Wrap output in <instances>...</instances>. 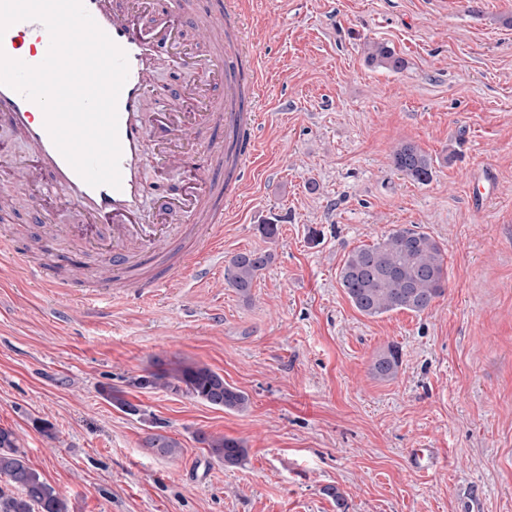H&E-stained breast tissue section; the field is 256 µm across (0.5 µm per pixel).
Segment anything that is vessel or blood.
Instances as JSON below:
<instances>
[{
	"label": "vessel or blood",
	"mask_w": 512,
	"mask_h": 512,
	"mask_svg": "<svg viewBox=\"0 0 512 512\" xmlns=\"http://www.w3.org/2000/svg\"><path fill=\"white\" fill-rule=\"evenodd\" d=\"M114 0H83L97 25L128 59V78L117 101L121 145V186L88 185L57 150L45 127L41 107L12 88L0 84V127L20 134L29 161L16 172L38 189L35 203L60 197L81 218L77 240L82 248L106 247L119 274L141 268L152 258L170 256L176 240L195 236L212 244L224 239V209L244 184L248 160L258 148L255 135L257 88L260 73L241 20L239 0H173L162 11L161 0H128L115 9ZM207 22L203 44L184 64L183 96L175 98L156 84L155 67L177 48L182 15ZM50 36L37 21L11 25L0 36V50L35 66L49 49ZM224 63L222 87L211 85L204 73L210 62ZM223 128L224 134L205 144L204 163L197 165L198 190L164 199L157 208L145 205L144 144L154 137L159 145L155 162L163 172L177 171L190 157L184 149L187 132ZM208 269L207 258L189 250L171 265L164 277L148 280L151 288H169Z\"/></svg>",
	"instance_id": "vessel-or-blood-1"
}]
</instances>
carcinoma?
Masks as SVG:
<instances>
[{"mask_svg":"<svg viewBox=\"0 0 512 512\" xmlns=\"http://www.w3.org/2000/svg\"><path fill=\"white\" fill-rule=\"evenodd\" d=\"M368 59L384 69L400 72L406 61L388 46L373 42ZM394 169L412 181L426 184L433 176V159L416 144L403 142L393 151ZM445 250L430 234L409 227L392 230L382 241L352 249L338 270V281L353 307L362 315L379 317L396 310L422 313L442 296L448 282ZM272 260L269 252L249 251L233 256L224 278L237 292L249 297L258 272ZM400 364L399 351L390 347L377 355L371 374L378 381L393 379ZM143 378L137 387L164 389L189 395L205 404L227 410H244L248 397L224 383V376L205 364L186 360L167 363ZM211 459L237 467L246 458L241 441L199 433ZM145 447L160 457H176L178 441L152 434ZM0 512H70L69 503L42 477L20 450L16 433L0 428Z\"/></svg>","mask_w":512,"mask_h":512,"instance_id":"cac0c4a2","label":"carcinoma"}]
</instances>
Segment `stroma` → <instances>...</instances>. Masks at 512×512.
<instances>
[{
	"instance_id": "35a3bbf8",
	"label": "stroma",
	"mask_w": 512,
	"mask_h": 512,
	"mask_svg": "<svg viewBox=\"0 0 512 512\" xmlns=\"http://www.w3.org/2000/svg\"><path fill=\"white\" fill-rule=\"evenodd\" d=\"M243 22L260 144L205 278L101 315L85 283H32L43 242L65 270L93 257L59 231L69 205L34 206L14 180L27 146L0 128V428L71 512H512V0H246ZM371 42L406 68L370 64ZM403 142L433 157L430 183L393 168ZM481 177L494 191L476 205ZM411 225L443 245L444 294L362 316L339 267ZM249 250L272 260L244 297L224 269ZM391 345L398 373L376 381ZM176 359L222 374L247 410L134 386ZM201 432L241 440L245 464L213 461ZM153 433L181 454L145 448ZM416 448L434 452L427 471ZM399 364V351L395 347H389L375 357L370 368L371 374L378 381H389L396 376Z\"/></svg>"
}]
</instances>
